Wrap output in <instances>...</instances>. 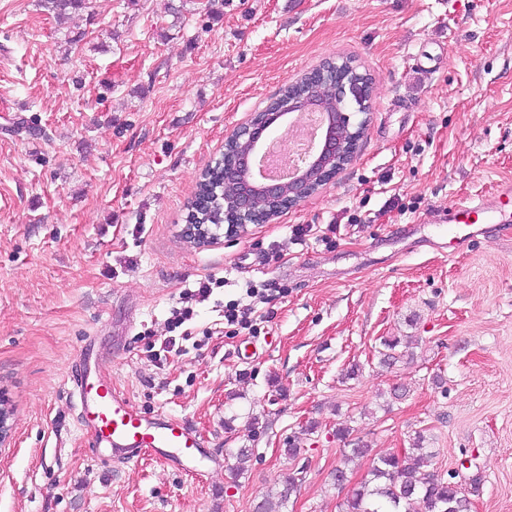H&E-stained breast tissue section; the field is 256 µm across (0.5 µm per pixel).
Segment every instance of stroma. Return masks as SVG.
I'll list each match as a JSON object with an SVG mask.
<instances>
[{
	"instance_id": "35a3bbf8",
	"label": "stroma",
	"mask_w": 512,
	"mask_h": 512,
	"mask_svg": "<svg viewBox=\"0 0 512 512\" xmlns=\"http://www.w3.org/2000/svg\"><path fill=\"white\" fill-rule=\"evenodd\" d=\"M330 57L373 86L354 159L269 223L188 242L226 135ZM510 180L512 0H94L64 24L0 0V512H253L296 471L286 512H341L345 426L378 455L425 430L438 470L480 468L473 512H512V223L434 248L442 208ZM211 275L191 338L151 357L144 330L168 337ZM249 286L272 291L264 322L226 328ZM89 336L113 386L197 430L214 466L94 458L67 379ZM388 336L410 339L389 367Z\"/></svg>"
}]
</instances>
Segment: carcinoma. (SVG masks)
I'll return each instance as SVG.
<instances>
[{"label": "carcinoma", "mask_w": 512, "mask_h": 512, "mask_svg": "<svg viewBox=\"0 0 512 512\" xmlns=\"http://www.w3.org/2000/svg\"><path fill=\"white\" fill-rule=\"evenodd\" d=\"M38 5L62 21L79 15L91 7V0H38ZM312 106L324 112L336 111L335 95L328 83H323ZM239 151L228 149L221 153L217 165L207 168L200 176L197 191L190 206L194 207L202 222L226 224L235 220L236 203L230 191H223L219 204L209 207L207 202L213 186L224 181V163L237 158ZM402 337L389 336L381 342L380 363L391 365L404 357L398 351ZM426 436L420 431L412 438L411 447L397 454L379 456L372 461L370 478L352 488L343 502L342 512H410L415 503L423 505L424 512H470L471 501L457 482L433 467L435 452L424 447ZM369 453V448L356 441L343 449V462L333 472V485L341 487L347 477L348 464ZM300 479L292 473L281 488L261 497L254 512H283Z\"/></svg>", "instance_id": "carcinoma-1"}]
</instances>
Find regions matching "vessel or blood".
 <instances>
[{"label":"vessel or blood","instance_id":"vessel-or-blood-1","mask_svg":"<svg viewBox=\"0 0 512 512\" xmlns=\"http://www.w3.org/2000/svg\"><path fill=\"white\" fill-rule=\"evenodd\" d=\"M499 202L466 199L441 210L443 223L466 224L477 219L485 224L512 222L506 206L512 200V184L501 187ZM93 340H86L80 374L73 381L78 398L79 420L91 438V446L100 462L132 461L144 454L154 455L185 471L200 470L210 454L204 438L194 429L168 416L145 415L110 380L92 372Z\"/></svg>","mask_w":512,"mask_h":512}]
</instances>
